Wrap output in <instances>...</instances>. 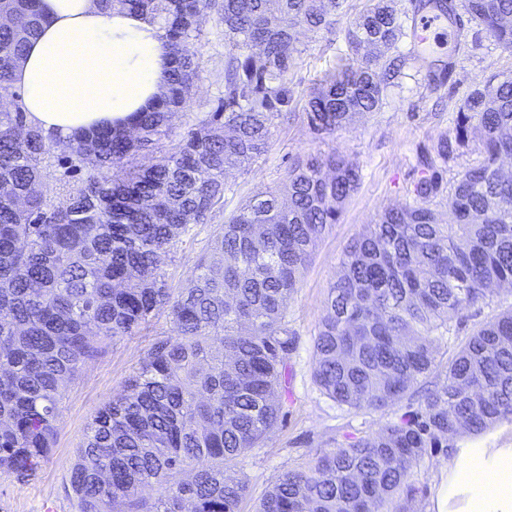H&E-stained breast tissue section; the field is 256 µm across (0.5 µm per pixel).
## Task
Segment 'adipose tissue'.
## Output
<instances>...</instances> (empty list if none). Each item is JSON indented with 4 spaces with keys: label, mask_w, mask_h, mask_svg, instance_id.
Returning a JSON list of instances; mask_svg holds the SVG:
<instances>
[{
    "label": "adipose tissue",
    "mask_w": 512,
    "mask_h": 512,
    "mask_svg": "<svg viewBox=\"0 0 512 512\" xmlns=\"http://www.w3.org/2000/svg\"><path fill=\"white\" fill-rule=\"evenodd\" d=\"M46 22L13 73L28 120L68 138L126 123L159 96L166 56L156 26L93 0H41ZM437 512H512V447L455 448Z\"/></svg>",
    "instance_id": "1"
}]
</instances>
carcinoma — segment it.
I'll list each match as a JSON object with an SVG mask.
<instances>
[{"label": "carcinoma", "instance_id": "cac0c4a2", "mask_svg": "<svg viewBox=\"0 0 512 512\" xmlns=\"http://www.w3.org/2000/svg\"><path fill=\"white\" fill-rule=\"evenodd\" d=\"M343 0H97L158 26L169 68L160 96L123 128L74 135L59 160L57 204L43 169L55 138L27 120L12 74L44 21L38 0H0V473L34 476L52 448L59 404L108 340L155 334L123 393L92 419L67 479L78 512H240L249 486L234 463L262 447L283 417L298 336L288 298L317 241L340 218L360 167L331 149L297 162L284 188L254 193L228 218L192 286L175 295L160 256L224 206L228 170L270 145L293 102L299 31L333 28ZM468 17L512 49V0H464ZM224 40V90L171 148L170 115L186 109L204 71L201 23ZM405 36L394 0H367L345 33V63L307 94L316 134L336 137L382 104L376 70ZM478 133L483 159L450 187L446 160ZM144 151L148 166L132 164ZM512 79L492 75L459 108L455 136L421 159L413 202L384 210L348 247L314 338V379L328 398L382 410L435 378L412 416L351 438L289 469L255 512H408L428 449L459 431L512 418V310L480 325L447 360L434 342L512 283ZM78 181H72V178ZM446 205L452 221L439 220ZM196 466L192 479L180 478Z\"/></svg>", "mask_w": 512, "mask_h": 512}]
</instances>
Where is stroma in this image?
Instances as JSON below:
<instances>
[{
  "label": "stroma",
  "instance_id": "stroma-1",
  "mask_svg": "<svg viewBox=\"0 0 512 512\" xmlns=\"http://www.w3.org/2000/svg\"><path fill=\"white\" fill-rule=\"evenodd\" d=\"M364 3L347 0L336 13L332 31L301 34L305 52L295 71L294 101L275 120L268 152L249 168L228 171L225 180L231 190L223 209L209 223L194 225L161 259L169 288L181 292L190 287L196 263L210 253L225 219L258 189L281 182L298 159L335 149L362 171L339 222L319 240L288 300L289 324L298 336L291 359V397L283 424L267 436L262 448L238 463L250 488L241 512H253L282 472L306 463L317 451L334 448L349 436L375 434L389 421L416 411V400L409 396L386 410L372 411L339 405L320 392L313 378V341L327 290L342 272L346 248L365 226L384 209L412 201L419 159L435 155L441 141L453 138L454 119L467 95L491 74L512 77V49L498 45L476 22L466 20L452 27L443 18L430 33L424 54H417L407 38L388 51L397 68L378 110L357 117L335 138L319 139L307 125L304 100L316 79L345 57V30ZM202 27L208 34L199 45L205 70L189 104L193 112L211 110L224 76V42L215 16L204 18ZM511 308L512 286L493 289L488 303L465 310L454 320L451 339L439 342V349H457L480 324ZM149 341L144 334L111 341L98 358L85 364L67 386L59 405L55 446L36 475L21 482L0 474V512H76V503L65 490L76 451L88 424L122 391L129 374L145 358ZM447 456V449H432L415 471L412 481L419 493L411 504L413 512H430L441 482L437 465Z\"/></svg>",
  "mask_w": 512,
  "mask_h": 512
}]
</instances>
